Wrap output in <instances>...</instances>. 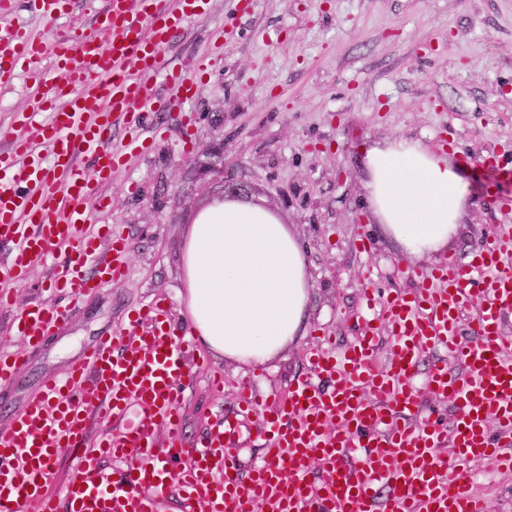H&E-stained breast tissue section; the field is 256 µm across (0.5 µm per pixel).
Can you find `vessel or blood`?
Masks as SVG:
<instances>
[{
    "label": "vessel or blood",
    "instance_id": "1",
    "mask_svg": "<svg viewBox=\"0 0 512 512\" xmlns=\"http://www.w3.org/2000/svg\"><path fill=\"white\" fill-rule=\"evenodd\" d=\"M18 0H0V88L32 72L26 108L0 121V308L12 305L11 283L24 280L48 248L71 251L49 288L66 303L41 301L16 315L13 333L40 346L69 318L86 292L125 275L122 238L111 227L86 231V205L107 208L103 193L130 153L155 138L153 85L164 80L177 100L195 96L199 79L166 69L158 51L186 19L207 15L212 0H105L101 24L107 44L75 35L38 36L10 23ZM48 20L67 13L71 0H26ZM130 140L109 144L115 122ZM86 154L94 168L77 161ZM410 278L424 281L416 295L387 300L382 324L366 320L364 333L342 353L318 346L311 374L298 379L265 420L266 454L248 486H241L231 453L236 426L217 419L199 443L177 436L178 407L191 376L190 345L171 327L163 301L128 318L123 331L98 337L62 378L0 426V512H159V493L177 481L187 512H488L468 478L471 462L512 466V454L488 434L489 424L512 433V348L504 319L512 314V237L488 242L470 261L449 260ZM487 283L476 318L479 338L458 341L460 316L474 287ZM393 339L387 368L375 351L380 332ZM430 348L447 351L462 370L435 366L426 388L454 405L453 423L421 410L412 372ZM23 362L0 352V389L10 387ZM140 416L126 423L130 408ZM112 421L93 448H85L64 501L45 492L50 465L61 449L83 446L88 422ZM167 429L166 445L158 432ZM456 450L457 476H448L439 450ZM372 452H365V444ZM126 459L118 477L103 475V459ZM318 479H311L312 463Z\"/></svg>",
    "mask_w": 512,
    "mask_h": 512
}]
</instances>
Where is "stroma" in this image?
Masks as SVG:
<instances>
[{"label": "stroma", "instance_id": "35a3bbf8", "mask_svg": "<svg viewBox=\"0 0 512 512\" xmlns=\"http://www.w3.org/2000/svg\"><path fill=\"white\" fill-rule=\"evenodd\" d=\"M104 7L73 0L54 21L22 8L13 21L38 36L75 29L99 39ZM203 55L214 65L198 94L159 112L156 140L113 177L108 208L87 205L93 225L123 236L126 277L83 295L69 321L27 350L13 385L0 390V425L149 301L165 300L179 321L177 251L196 211L230 183L288 225L312 283L307 334L273 361L242 370L195 347L205 367L193 372L179 408L187 444L207 434L215 413L234 415L241 376L260 395L231 450L245 484L265 455V419L307 373L317 336L329 331L341 348L361 335L366 289L413 291L409 268L464 262L486 239L512 235V216L499 208L512 200V180L483 164L512 150V0H253L247 10L238 0H213L211 12L188 21L160 53L167 67L187 73ZM400 137L447 150L449 162L469 168L464 221L446 252L404 255L367 206L359 149ZM362 241L367 251H359ZM67 251L54 246L13 285L12 312L45 299ZM12 312H0V348L20 350ZM471 469L490 512H512V471L489 482L479 477L481 463Z\"/></svg>", "mask_w": 512, "mask_h": 512}]
</instances>
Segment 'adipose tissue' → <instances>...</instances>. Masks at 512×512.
I'll return each instance as SVG.
<instances>
[{
    "label": "adipose tissue",
    "mask_w": 512,
    "mask_h": 512,
    "mask_svg": "<svg viewBox=\"0 0 512 512\" xmlns=\"http://www.w3.org/2000/svg\"><path fill=\"white\" fill-rule=\"evenodd\" d=\"M369 207L412 258L445 251L469 196L462 169L422 141L398 138L361 152ZM182 315L219 360H273L306 334L311 283L306 255L267 209L216 199L196 213L179 252Z\"/></svg>",
    "instance_id": "ef3b65f1"
}]
</instances>
